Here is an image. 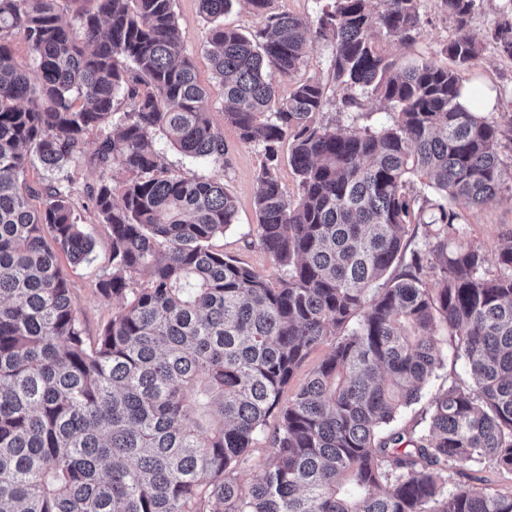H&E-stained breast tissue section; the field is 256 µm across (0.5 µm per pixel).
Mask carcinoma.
Instances as JSON below:
<instances>
[{
	"instance_id": "obj_1",
	"label": "carcinoma",
	"mask_w": 512,
	"mask_h": 512,
	"mask_svg": "<svg viewBox=\"0 0 512 512\" xmlns=\"http://www.w3.org/2000/svg\"><path fill=\"white\" fill-rule=\"evenodd\" d=\"M74 2L67 22L60 0H0V512H512V494L445 476L512 470V228L494 271L463 242L466 210L512 179L499 155L512 115L481 113L476 87L472 108L460 102L461 73L485 48L470 27L480 0H439L455 30L449 68L384 49L419 42V0H316L314 27L244 0L263 17L250 35L218 23L232 0H198L224 122L263 146L255 208L276 279L210 248L235 223L224 183L165 163L161 138L215 166L225 156L175 0ZM312 33L333 46L338 102L318 78L285 97L271 81L293 79ZM17 37L31 70L14 60ZM488 43L512 58V19ZM367 99L386 115L375 128L321 118ZM92 130L110 170L84 190L110 230L98 291L123 304L89 346L58 254L77 265L95 247L68 172ZM35 160L41 193L24 182ZM414 224L425 241L410 251ZM447 341L469 381L433 397L424 428L390 427ZM274 411L268 465L247 481ZM336 337L340 336H329L323 345L314 349L310 353V355L302 363L301 367L294 374L288 385L284 388L281 395L282 402H287L288 399L295 393L300 384H302L308 378L310 372L313 371V369L323 359L331 344L336 341Z\"/></svg>"
}]
</instances>
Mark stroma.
Instances as JSON below:
<instances>
[{
    "label": "stroma",
    "instance_id": "35a3bbf8",
    "mask_svg": "<svg viewBox=\"0 0 512 512\" xmlns=\"http://www.w3.org/2000/svg\"><path fill=\"white\" fill-rule=\"evenodd\" d=\"M175 12L182 33L185 53L194 64L199 83L207 91V106L214 126L221 128L228 147L226 164L218 168L184 157L174 148H167L165 160L169 167L185 177H207L223 181L237 206V222L210 242L213 250L225 257L253 268L268 278H277L281 268L275 266L260 244L257 234V214L254 205L256 179L264 161L261 147L245 146L238 140L235 129L224 122V88L214 78L204 44L208 23L199 12L197 0H176ZM420 14L424 21L423 38L415 48L387 44L390 55L406 62L422 56L438 66L449 63L443 48L454 34L452 21L442 14L438 0H420ZM467 84L482 87L496 97L493 113H512V59L500 55L493 47H486L481 56L465 74ZM84 197H76L80 221L86 224L95 238L96 247L88 262L74 265L66 256H59V265L68 276L72 300L80 316L85 341L95 344L113 313L118 300H103L96 283L103 271L109 269L111 247L109 229L100 224L97 216L84 207ZM467 239L482 247L487 263H494L503 231L512 227V180L483 204L471 207L467 214ZM463 360L455 357L451 346L443 348V363L432 376L426 398L412 406L403 416V422L421 419L428 407L427 399L455 379L466 378Z\"/></svg>",
    "mask_w": 512,
    "mask_h": 512
}]
</instances>
